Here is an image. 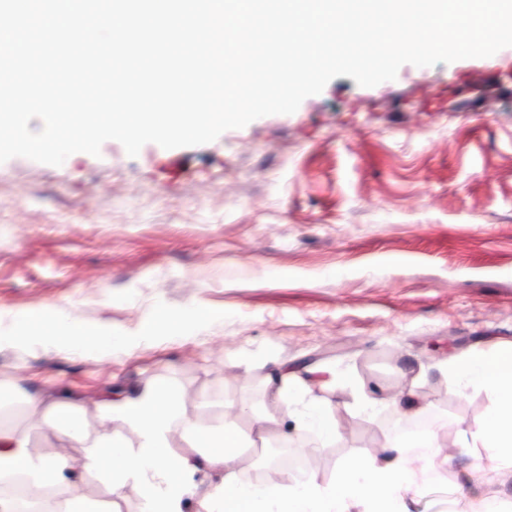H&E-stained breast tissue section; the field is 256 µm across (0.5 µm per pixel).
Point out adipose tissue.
I'll return each mask as SVG.
<instances>
[{
    "mask_svg": "<svg viewBox=\"0 0 512 512\" xmlns=\"http://www.w3.org/2000/svg\"><path fill=\"white\" fill-rule=\"evenodd\" d=\"M206 309L189 305L175 311L158 305L140 331L143 338L160 332L182 333L203 323ZM127 336L113 334L104 326H87L55 310L16 314L9 328L0 329V350L17 344H36L45 349L104 354L130 344ZM449 376L461 387L478 388L491 404L465 446L475 457H489L497 470L512 474V343L473 351L448 365ZM274 393L296 413L295 428L311 432L320 443L336 440L335 420L329 406L307 400V387L295 373L282 368ZM32 410H46L49 424L60 438L83 448V472L103 477L111 490L137 481L142 512H184L189 496H195L194 476L202 471L218 481L196 496L195 512H410L407 494L417 476L407 466L404 444H386L380 454L357 456L343 462L337 477L325 480L317 474L288 479L250 480L235 465L240 438L232 422L203 428L182 414L174 391L164 383L135 397L105 401L102 429L87 434L82 406L73 400L45 402L32 395ZM121 424L137 437L129 445L114 435ZM188 436L191 449L175 452L171 433ZM74 466L67 452L37 458L21 433L0 428V480L25 481L54 487L72 481Z\"/></svg>",
    "mask_w": 512,
    "mask_h": 512,
    "instance_id": "1",
    "label": "adipose tissue"
}]
</instances>
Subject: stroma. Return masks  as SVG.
<instances>
[{"instance_id":"35a3bbf8","label":"stroma","mask_w":512,"mask_h":512,"mask_svg":"<svg viewBox=\"0 0 512 512\" xmlns=\"http://www.w3.org/2000/svg\"><path fill=\"white\" fill-rule=\"evenodd\" d=\"M512 60L402 65L363 87L332 79L291 114L258 118L215 141L165 149L121 143L62 165L24 157L0 164V327L15 313L55 309L132 335L158 304L209 309L184 334H160L103 356L38 345L0 350L5 421L50 456L61 446L26 399L65 396L89 433L114 393L157 381L202 427L233 415L253 432L261 414L286 422L271 377L335 373L313 386L331 404L336 441L316 447L313 473L390 440L408 394L440 411V444L454 446L450 482L419 478L412 512H457L473 488L512 501V477L459 449L490 407L461 389L447 361L512 342V77L474 82ZM377 401L361 411L359 396ZM141 512L136 483L111 493L96 475L63 486Z\"/></svg>"}]
</instances>
